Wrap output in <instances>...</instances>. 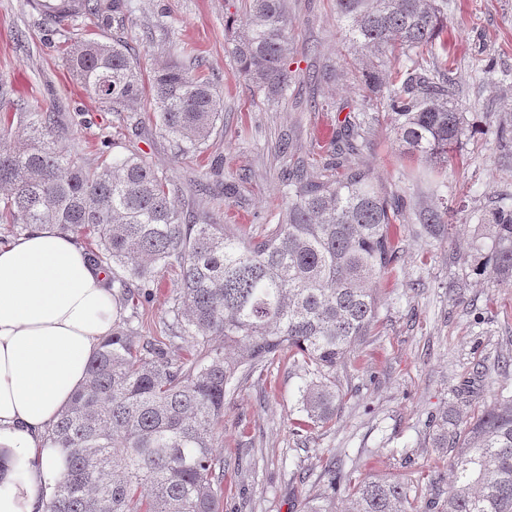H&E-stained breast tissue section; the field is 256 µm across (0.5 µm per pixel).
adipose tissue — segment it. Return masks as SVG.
Segmentation results:
<instances>
[{
    "mask_svg": "<svg viewBox=\"0 0 512 512\" xmlns=\"http://www.w3.org/2000/svg\"><path fill=\"white\" fill-rule=\"evenodd\" d=\"M116 318L105 273L49 224L0 244V512H46V436Z\"/></svg>",
    "mask_w": 512,
    "mask_h": 512,
    "instance_id": "1",
    "label": "adipose tissue"
}]
</instances>
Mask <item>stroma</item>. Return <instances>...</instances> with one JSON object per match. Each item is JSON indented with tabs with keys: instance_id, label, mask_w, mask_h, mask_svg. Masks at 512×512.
Wrapping results in <instances>:
<instances>
[{
	"instance_id": "35a3bbf8",
	"label": "stroma",
	"mask_w": 512,
	"mask_h": 512,
	"mask_svg": "<svg viewBox=\"0 0 512 512\" xmlns=\"http://www.w3.org/2000/svg\"><path fill=\"white\" fill-rule=\"evenodd\" d=\"M289 4L294 78L271 103L226 52L224 21L240 13L241 0H129L116 34L131 46L142 74L175 60L176 47L193 48L223 99L224 129L197 161H174L151 121V96L134 106L143 119L135 129L87 95L65 67L63 37L47 32L26 0H0V101L54 112L72 140L74 161L96 163L91 144L114 140L117 152L143 155L167 171L217 223L259 232L283 208L288 159L281 143L301 156L330 158L327 133L339 106L361 101L362 61L339 33L334 0ZM489 57L502 77L484 84L475 70ZM448 60L467 130L448 165L447 186L434 187L430 164L403 155L382 124L371 147L346 162L404 188L413 204L449 207V234L434 239L408 214L396 224L398 259L377 283L378 322L336 372L346 394L334 425L307 438L293 435L303 379L288 360L231 390L221 442L224 512H305L310 499L328 494L325 470L332 464L354 481L377 474L425 487L428 475L444 478L449 469L448 454L428 445V426L456 401L462 384L471 386L475 411L512 395V376L500 370L503 357L512 356V282L478 274L484 254L476 249L479 216L512 203V157L495 139L498 125L512 129V0H448ZM333 69L342 81L324 79ZM314 98L331 110L311 108ZM226 182L235 187L229 199Z\"/></svg>"
}]
</instances>
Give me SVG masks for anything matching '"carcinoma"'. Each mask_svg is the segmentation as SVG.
Masks as SVG:
<instances>
[{"mask_svg":"<svg viewBox=\"0 0 512 512\" xmlns=\"http://www.w3.org/2000/svg\"><path fill=\"white\" fill-rule=\"evenodd\" d=\"M242 9L246 20L232 28L227 53L257 90L281 95L292 80L288 0H243ZM336 14L345 40L377 63L362 72L361 103L332 132L336 159L288 157L285 208L256 235L178 205L180 188L141 155L74 162L51 112L0 117V224L12 233L52 224L83 242L109 273L117 308L88 379L51 429L61 466L48 485V512H220L226 394L284 354L304 379L293 426L314 430L336 419V369L378 321L373 284L396 261L393 226L409 203L343 158L370 146L379 119L407 155L441 169L465 133L450 70L435 52L448 30L440 0H336ZM42 18L65 38L67 70L87 94L121 113L151 93L155 129L174 160L213 147L221 99L195 59L161 65L146 84L124 41L81 33L87 20L102 30L122 24L123 0H62ZM15 122L28 130L19 146ZM413 214L431 237H445L448 210ZM479 221L488 228L490 273L512 281V206ZM168 274L167 310L145 334L140 306ZM429 440L453 455L446 497L422 505L399 478L354 484L333 466L332 495L306 512H512V396L472 417L448 405Z\"/></svg>","mask_w":512,"mask_h":512,"instance_id":"obj_1","label":"carcinoma"}]
</instances>
